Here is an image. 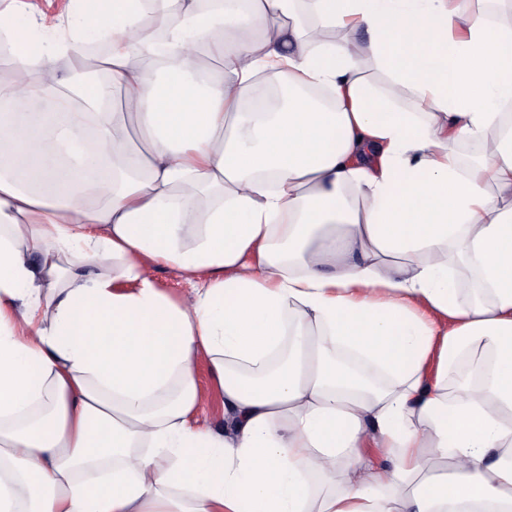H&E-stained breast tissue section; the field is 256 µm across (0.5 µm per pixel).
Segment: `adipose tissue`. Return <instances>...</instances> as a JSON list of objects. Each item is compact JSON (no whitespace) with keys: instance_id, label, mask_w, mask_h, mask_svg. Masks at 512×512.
I'll use <instances>...</instances> for the list:
<instances>
[{"instance_id":"1","label":"adipose tissue","mask_w":512,"mask_h":512,"mask_svg":"<svg viewBox=\"0 0 512 512\" xmlns=\"http://www.w3.org/2000/svg\"><path fill=\"white\" fill-rule=\"evenodd\" d=\"M215 2L0 11L38 74L0 83V512H512V24ZM103 38L106 79L62 84L53 61ZM278 67L284 106L245 109ZM64 92L82 111L29 108ZM151 276L156 288L172 298H181L191 290V286L175 268L168 266L154 267L151 271ZM198 386L202 395L198 417L215 428H224V405L213 388L209 366L205 359L197 368Z\"/></svg>"}]
</instances>
